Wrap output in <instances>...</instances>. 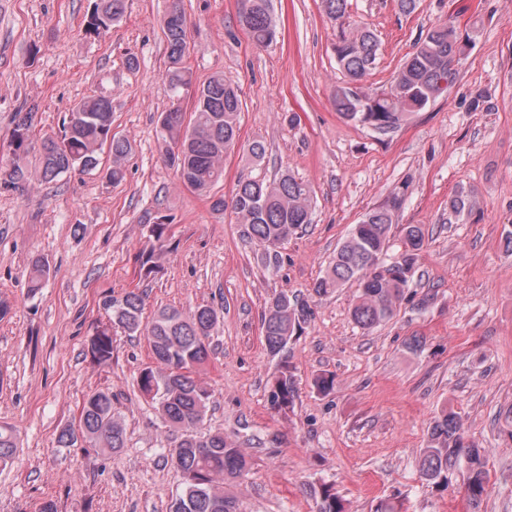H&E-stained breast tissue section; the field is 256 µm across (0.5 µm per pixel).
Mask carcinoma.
I'll return each mask as SVG.
<instances>
[{"mask_svg": "<svg viewBox=\"0 0 512 512\" xmlns=\"http://www.w3.org/2000/svg\"><path fill=\"white\" fill-rule=\"evenodd\" d=\"M323 11L335 21H343L347 0H321ZM126 0H97L88 15L86 32L99 35L120 21ZM240 19L253 42L272 45L279 34L271 0H242ZM167 46L165 77L172 92L166 111L158 114L156 135L164 161L177 179L193 191L207 195L224 178V160L241 150L251 168L261 166L266 146L261 140L240 143L239 117L242 101L238 89L221 74L194 86L187 65L189 43L186 17L181 0H169L162 21ZM463 34L452 21H442L429 29L416 50L394 72L389 87L364 88L363 82L375 69L380 55V40L368 26L350 32L340 29L334 46L336 63L348 81L334 89L332 102L345 120L389 136L401 128L405 119L426 109L452 86L458 70L448 68V57ZM190 107H185L186 101ZM32 112L18 114L10 143L12 165L4 172V182L19 187L29 179L24 163L29 147ZM109 146L112 163L106 178L113 184L125 178V161L132 151L130 141L112 134V101L92 95L76 104L63 125L62 134L47 136L41 142L39 177L45 182L74 170L90 171L100 164L103 146ZM314 191L288 170L273 178L252 173L240 175L230 202L214 200L218 211L231 208L243 236L262 249L265 270L280 265L279 248L299 228L311 223ZM405 192L370 209L352 225L348 236L336 250L324 274L313 283V292L324 295L353 282L358 295L352 307L353 321L369 329L390 320L395 306L405 299L410 278L422 252L426 233L420 224L398 225ZM473 206L472 197L458 192L448 201V209L460 215ZM400 227L401 252L384 261L395 227ZM149 247L139 257V275L155 277L162 269L161 259L169 249V225L156 222L148 227ZM47 274L46 264L31 263L30 288L37 290ZM144 294L134 290L116 297L109 295L103 307L109 321L96 327L85 345L86 356L98 368L112 361V328L128 335L147 338L153 363L137 377L140 393L156 404L163 421L181 431L180 441L171 449V461L179 474L181 491L171 502L169 512H239L237 498L224 485L242 479L248 471V457L240 444L222 433L202 428L212 397L211 390L196 378L210 357L209 338L219 321L218 311L208 305L188 310L163 307L152 319L143 321ZM315 312L308 301L286 292L266 302L261 318L264 346L272 355L288 349L301 335ZM296 397L294 376L288 362L273 374L269 406L277 414H287ZM114 451L125 447L126 431L112 406V394L97 391L82 404L78 428L66 427L57 438L59 446L69 448L78 439ZM18 448L17 431L0 424V465L9 464ZM423 479L446 491L462 480L471 512H480L489 479L484 450L475 446L462 429L457 413L446 408L429 431L426 448L419 459ZM315 499L317 512H347L344 500L331 485L306 487Z\"/></svg>", "mask_w": 512, "mask_h": 512, "instance_id": "carcinoma-1", "label": "carcinoma"}]
</instances>
